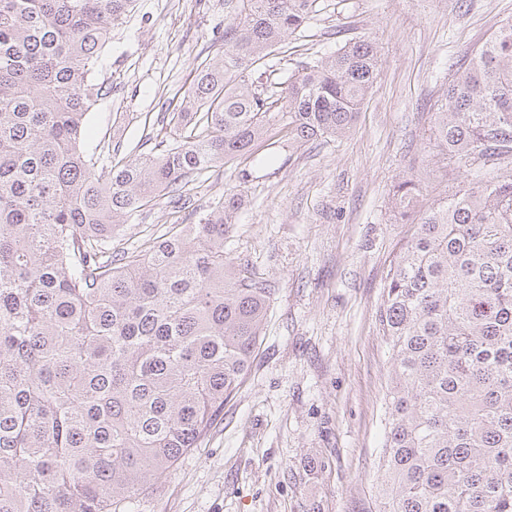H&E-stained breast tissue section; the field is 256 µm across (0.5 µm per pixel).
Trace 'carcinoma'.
<instances>
[{
	"mask_svg": "<svg viewBox=\"0 0 512 512\" xmlns=\"http://www.w3.org/2000/svg\"><path fill=\"white\" fill-rule=\"evenodd\" d=\"M133 0H0V512H125L197 447L248 372L272 289L224 254L240 205L211 203L144 248L112 234L182 180L258 142L339 138L378 71L345 43L268 91L262 63L320 0H234L224 53L195 70L172 119L184 140L104 160L85 144L95 78ZM438 163L468 183L392 203L410 233L378 307L392 371L379 512H512V21L437 102Z\"/></svg>",
	"mask_w": 512,
	"mask_h": 512,
	"instance_id": "obj_1",
	"label": "carcinoma"
}]
</instances>
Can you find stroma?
<instances>
[{"mask_svg": "<svg viewBox=\"0 0 512 512\" xmlns=\"http://www.w3.org/2000/svg\"><path fill=\"white\" fill-rule=\"evenodd\" d=\"M224 0H135L99 63L108 92L86 141L113 158L160 152L204 58L224 48ZM512 0H323L303 35L270 57L269 83L346 40L373 39L376 80L348 134L259 147L194 177L175 210L166 193L117 229L128 248L193 224L219 196L243 204L224 239L273 296L245 382L197 448L133 499L128 512H377L391 359L377 309L395 245L408 233L392 188L417 178L424 201L443 181L432 106L502 21Z\"/></svg>", "mask_w": 512, "mask_h": 512, "instance_id": "35a3bbf8", "label": "stroma"}]
</instances>
